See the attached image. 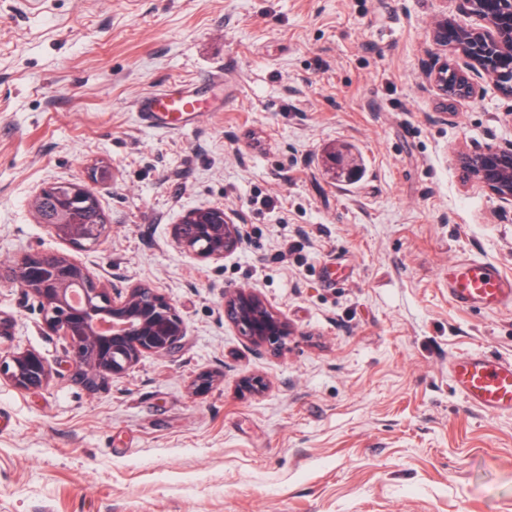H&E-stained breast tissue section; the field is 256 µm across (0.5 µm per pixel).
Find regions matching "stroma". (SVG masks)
I'll return each mask as SVG.
<instances>
[{"mask_svg":"<svg viewBox=\"0 0 512 512\" xmlns=\"http://www.w3.org/2000/svg\"><path fill=\"white\" fill-rule=\"evenodd\" d=\"M444 14L477 23L456 0H0V355L53 371L36 392L0 381V512H512V416L470 407L448 371L512 359V305L448 299L457 258L512 275V212L456 160L512 141V101L489 80L452 102L429 86ZM205 82L195 124L140 122L143 96ZM329 145L362 173L332 179ZM96 165L108 181L89 182ZM63 182L97 196L100 245L40 222L36 197ZM212 207L242 246L180 252L173 224ZM38 251L159 289L179 348L88 390L7 275ZM238 287L291 323L284 349L225 319ZM253 376L265 390L241 392Z\"/></svg>","mask_w":512,"mask_h":512,"instance_id":"35a3bbf8","label":"stroma"}]
</instances>
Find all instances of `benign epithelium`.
<instances>
[{"label": "benign epithelium", "mask_w": 512, "mask_h": 512, "mask_svg": "<svg viewBox=\"0 0 512 512\" xmlns=\"http://www.w3.org/2000/svg\"><path fill=\"white\" fill-rule=\"evenodd\" d=\"M459 3L482 25L465 28L442 16L431 28L432 43L463 58L457 80L468 91L467 97L484 94L475 78L485 77L512 100V87L499 82L503 70L512 68V0ZM445 69L446 64L435 59L425 65L430 86L444 99L448 98ZM458 163L503 207L512 208V143L463 153ZM42 223L79 246L98 244L107 228L105 224H56L47 217ZM172 237L181 251L215 260L235 251L242 241L240 225L222 208L188 211L173 226ZM10 276L38 300L46 327L67 339L73 375L91 390L106 376L125 373L146 354L170 353L184 336L183 318L158 289L135 285L113 292L66 255L25 254L10 269ZM224 316L256 349L279 350L293 335L288 319L249 288L224 292ZM50 377L49 365L35 352L0 355V380L16 389H42Z\"/></svg>", "instance_id": "benign-epithelium-1"}]
</instances>
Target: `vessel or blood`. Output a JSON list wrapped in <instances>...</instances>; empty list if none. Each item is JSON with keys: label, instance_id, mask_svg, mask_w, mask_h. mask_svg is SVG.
<instances>
[{"label": "vessel or blood", "instance_id": "vessel-or-blood-1", "mask_svg": "<svg viewBox=\"0 0 512 512\" xmlns=\"http://www.w3.org/2000/svg\"><path fill=\"white\" fill-rule=\"evenodd\" d=\"M203 89L171 86L144 96L137 110L150 128L172 129L200 117L204 110ZM448 297L462 308L496 311L512 303V277L496 266L473 258H460L448 266ZM452 381L472 407L484 413L512 415V360L472 352L453 359Z\"/></svg>", "mask_w": 512, "mask_h": 512}]
</instances>
